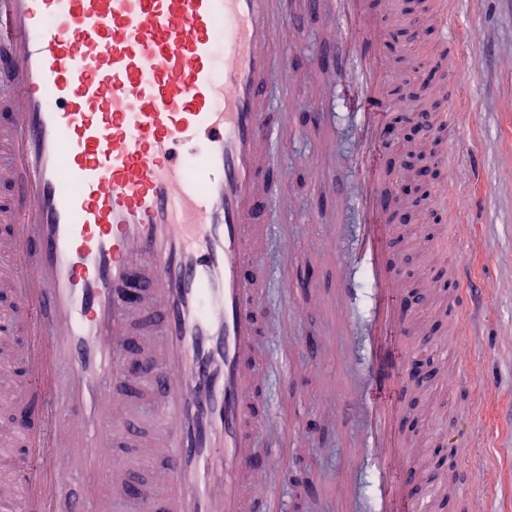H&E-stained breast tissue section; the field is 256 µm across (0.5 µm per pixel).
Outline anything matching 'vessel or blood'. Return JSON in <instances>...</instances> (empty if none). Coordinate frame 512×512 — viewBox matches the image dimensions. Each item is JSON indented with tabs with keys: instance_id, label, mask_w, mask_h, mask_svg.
<instances>
[{
	"instance_id": "vessel-or-blood-1",
	"label": "vessel or blood",
	"mask_w": 512,
	"mask_h": 512,
	"mask_svg": "<svg viewBox=\"0 0 512 512\" xmlns=\"http://www.w3.org/2000/svg\"><path fill=\"white\" fill-rule=\"evenodd\" d=\"M392 0H312L337 30L333 62L360 90L362 147L351 164L362 223L341 260L339 307L365 306L374 339L373 390L346 386L366 426L349 452L373 471V512L394 502L419 512L399 428L400 344L391 183L382 160L384 107L394 79L383 56ZM292 0H0V181L12 183L0 236V290L29 340L22 356L40 401L32 424L11 423L28 461L0 482L15 512H110L103 486L136 465L119 454L134 310L158 314V353H142V382L162 396V423L145 452L168 512H247V479L284 467L258 454L255 417L254 230L270 208L260 148L273 47ZM363 273L356 288L346 268ZM458 329L442 354L466 350L472 302L454 267ZM80 495L66 493L71 477Z\"/></svg>"
}]
</instances>
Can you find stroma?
<instances>
[{"label":"stroma","mask_w":512,"mask_h":512,"mask_svg":"<svg viewBox=\"0 0 512 512\" xmlns=\"http://www.w3.org/2000/svg\"><path fill=\"white\" fill-rule=\"evenodd\" d=\"M426 0H395L387 31H406L396 52L386 58L396 74L395 86L421 87L417 74L452 78L456 102L425 91L423 105L437 113L454 108L455 126L441 133L436 184L424 196L410 231L394 248L414 289L411 334L403 357L434 355L447 339L455 311L448 268L466 267L475 301L469 319L468 354L481 400L453 385L450 365L435 362L427 383L403 381V431L412 450V472L425 512H512V0H440L447 8L448 39L420 25ZM327 16L299 8L294 23L279 38V57L294 70L289 88L297 106L295 130L263 149L262 160L288 170L289 215L271 208L269 230L255 234L260 264L253 274L260 297L258 352L263 359L251 403L258 415L287 417L296 410L303 425L286 472L276 486L286 512H338L340 490H347L352 512H371V473L351 471L345 440L364 426L362 410L341 394L347 376L366 382L364 346L368 323L354 315L348 330L333 332L321 309L336 286V262L353 242L360 213L352 201L358 180L349 168L359 147L356 122L358 89L330 68H317L335 49ZM329 112L336 170L332 185H314L313 166L321 156L320 129L308 113ZM335 217L341 229L328 239L316 218ZM289 222L299 243L300 258L289 267L293 279H308L314 289L306 297L308 312L279 335L285 301L277 275L280 267L278 226ZM436 259L431 281L421 279L426 249ZM128 403L126 425L140 437L152 433L160 412L157 394L144 391L135 376L118 390ZM447 449L453 466L436 467L434 451ZM473 483L470 510H463L454 487L461 471Z\"/></svg>","instance_id":"1"}]
</instances>
